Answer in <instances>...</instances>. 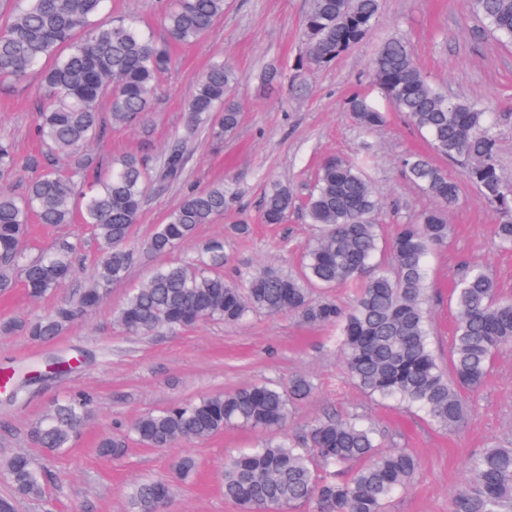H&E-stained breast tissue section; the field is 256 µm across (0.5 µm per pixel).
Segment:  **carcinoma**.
I'll return each instance as SVG.
<instances>
[{
	"label": "carcinoma",
	"mask_w": 512,
	"mask_h": 512,
	"mask_svg": "<svg viewBox=\"0 0 512 512\" xmlns=\"http://www.w3.org/2000/svg\"><path fill=\"white\" fill-rule=\"evenodd\" d=\"M107 0H14L0 24V77L21 78L42 70L37 137L70 171L44 170L32 176L23 193L0 182V292L22 279L39 299L72 277L80 244L59 240L31 258L24 239L31 218L41 224L89 225L104 247L92 284L61 306L33 321H6L3 330L20 329L35 341L59 335L94 309L112 284L122 280L133 259L131 234L143 203L146 170L135 154L101 156L85 147L104 137L101 112L115 126L149 111L160 76L172 64L170 42L199 40L224 15L225 0H171L164 14L169 40L158 41L131 19L103 17ZM472 9L499 36L512 41V0H471ZM379 0H310L304 18V56L291 83L302 87L306 72L326 66L360 43L372 28ZM370 78L381 98L355 95L348 108L357 124L372 132L386 122L385 107L402 113L426 135L432 151L444 158L464 157L468 174L496 213V236L512 247V181L496 164L497 140L489 132V113L472 101L452 99L415 62L407 42L392 37L372 59ZM239 75L222 61L212 63L187 106L188 126L209 127L215 140L232 133L240 112L229 101ZM188 148L164 155L160 177L180 178ZM371 154L353 160L330 156L303 203L306 222L318 227L302 274L258 273L242 286L224 278V240L204 248L205 259L157 268L133 289L116 319L128 332L150 336L202 319L237 323L251 311L288 313L336 327V347L348 377L365 393L414 408L440 427L456 429L468 413L466 394L479 390L495 357L512 345V300L499 296L480 265L455 282L454 343L443 366L430 347L426 311V257L448 237L447 209L458 186L424 155H408L402 166L438 207L415 224H402L383 245L375 214L380 203L367 175ZM19 164L12 146L0 142V174ZM288 187L272 184L261 205L266 224H283L295 209ZM224 214V185L190 191L157 225L142 248L164 254L192 238L201 224ZM361 281L354 304L343 308L315 300L310 287L334 288ZM313 383L294 378L288 389L254 384L227 394L201 397L142 416L133 440L149 448L202 442L228 426L266 431L285 427L290 407L307 398ZM90 402L86 395L56 406L33 427V438L55 453L72 446ZM377 429L357 419H318L298 440H268L224 463V497L242 512H286L308 503L313 512H385L389 498L418 469L416 457L384 448ZM128 438L108 436L97 444L104 457H118ZM5 468L15 491L42 495L46 475L23 453ZM468 479L455 491L453 512H512V446L493 445L471 456ZM171 484L145 481L129 493L130 512H158L169 501Z\"/></svg>",
	"instance_id": "1"
}]
</instances>
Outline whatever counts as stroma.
<instances>
[{"label": "stroma", "instance_id": "1", "mask_svg": "<svg viewBox=\"0 0 512 512\" xmlns=\"http://www.w3.org/2000/svg\"><path fill=\"white\" fill-rule=\"evenodd\" d=\"M167 5L168 0H111L109 9L115 16L136 17L161 37ZM307 7L308 0H225L223 16L208 33L176 48L175 67L162 79L142 122L107 126L103 140L94 144V151L107 156L137 154L148 168L134 241L146 239L190 190L223 184L226 206L222 217L199 225L191 239L166 254L137 250L126 279L112 287L94 312L53 340L35 342L21 331L0 333V370L41 369L56 355L81 359L66 373L23 386L18 398L0 394V465L25 453L50 477L40 498L17 500L16 512H128L132 485L157 478L169 479L172 485L168 512H239L224 497V461L266 440V433L234 426L205 442L173 448L133 443L116 458L99 456L97 444L103 436L129 433L146 413L254 383L285 386L297 376L310 377L315 389L293 408L286 433L297 438L311 421L356 415L379 431L386 447L405 448L417 456L416 479L392 496L387 512H450L453 492L468 478L469 458L491 445L512 443V347L500 352L487 383L470 399V414L449 432L423 414L370 398L350 382L333 327L312 325L296 315L253 312L239 323L203 321L136 336L116 320L127 294L145 284L157 267L190 259L215 238L224 241V274L229 279L239 281L270 268L299 273L317 227L297 210L285 223H263L261 202L274 181L304 198L325 156L350 159L372 150L370 179L382 204L376 221L384 237L434 207V199L400 166L405 155L428 152L425 137L395 112L384 126L365 132L347 109L350 96L368 90L370 63L390 37L404 38L425 74L449 96L489 107L498 142L496 163L512 180V41L488 30L469 0H381L367 37L330 66L310 73L303 91L287 83L262 87L257 75L263 69L292 74L303 47ZM217 58L241 76L231 92L241 112L240 124L217 145L207 130L198 131L182 178L157 180L167 147L185 133L187 102ZM40 87L36 70L19 80L0 79V140L9 141L22 157L41 152L35 136ZM435 163L459 187L458 200L448 210V238L427 260L430 343L444 363L453 344V281L468 266L480 264L500 294L512 297V248L500 246L495 238L496 216L469 180L468 161L439 157ZM236 224L248 225V232L232 233ZM61 238L81 245L73 279L38 300L23 286H15L0 296V321L41 317L89 284L102 246L88 226L36 224L26 246L35 254ZM80 393L88 394L91 403L72 448L44 452L32 437L36 422ZM186 455L196 459L198 468L182 480L174 462Z\"/></svg>", "mask_w": 512, "mask_h": 512}]
</instances>
